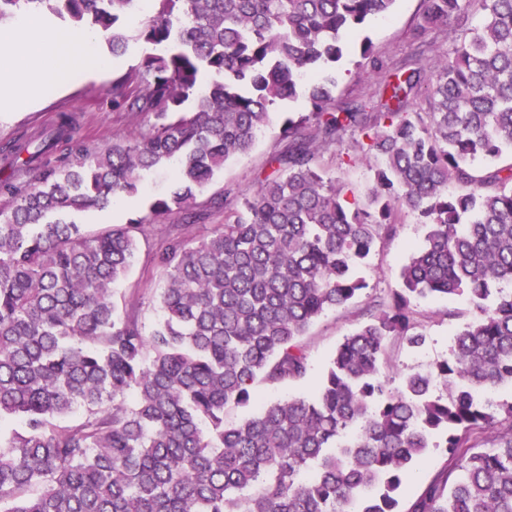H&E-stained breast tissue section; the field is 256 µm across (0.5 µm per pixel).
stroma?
<instances>
[{
	"instance_id": "1",
	"label": "stroma",
	"mask_w": 512,
	"mask_h": 512,
	"mask_svg": "<svg viewBox=\"0 0 512 512\" xmlns=\"http://www.w3.org/2000/svg\"><path fill=\"white\" fill-rule=\"evenodd\" d=\"M425 4L423 0H396L392 10L385 16L372 19L364 33L373 42L380 57L390 66L400 65L408 59L425 60L447 54L451 43L446 34L428 30L419 31ZM123 32L130 42L125 54L114 57L112 72L92 74L72 81L64 92L46 90L43 103L25 112L0 115V148L15 138L24 136L38 127L53 122L58 113H74L79 123V136L90 146L111 143L112 139L130 138L149 130L153 116L117 112L112 108V80L114 74L127 71L137 64L142 48L135 42V23L123 25ZM359 54L346 56L336 69L327 70L326 75L335 79L334 94L337 100L345 101L374 94L384 72H368L359 75L357 65ZM294 103L282 104L274 110L270 125L258 136L252 150L228 160L223 170L215 177L205 194L199 196V204H206L210 197L233 190L248 193L256 189L258 182L268 173L271 156L281 151L285 142L281 138V125L285 112L297 111ZM352 139H344L340 146L325 150L321 164L345 187L348 202L361 206L366 202L367 192L372 183L369 167L362 163L345 164L347 154L353 153ZM172 169L152 170L145 173L142 191L134 206H126L123 200L113 202L111 210L78 214L77 222L97 228L108 224H124L143 214L150 198L169 193L174 187ZM424 230L409 216L402 217L397 234L383 240L372 255L369 268L364 275L369 286L364 295L347 307L326 312L302 338V345L308 356L309 372L305 379L279 385L261 383L258 393L264 401L273 402L292 396L312 395L328 358L351 333L361 320L370 296L382 294L395 288L397 273L412 247L423 239ZM162 285V273L153 261V255L141 251L134 267L126 279L117 286L118 296L130 304L129 311L146 326L152 325L158 313L153 299ZM418 308L428 320L425 324L427 340L419 349H411L398 343H389L387 353L391 365L399 370H422L435 361L446 359L453 346L454 335L461 325L460 320L443 317L446 309L467 312L465 300L451 302L420 301ZM446 463L442 449H428L418 465L409 471L401 489L403 503H410L437 477Z\"/></svg>"
}]
</instances>
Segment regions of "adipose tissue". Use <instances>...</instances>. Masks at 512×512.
<instances>
[{
    "label": "adipose tissue",
    "instance_id": "1",
    "mask_svg": "<svg viewBox=\"0 0 512 512\" xmlns=\"http://www.w3.org/2000/svg\"><path fill=\"white\" fill-rule=\"evenodd\" d=\"M0 42L11 45L12 56L0 60V112H20L36 96L57 85L59 72L72 68L111 69V59L98 54L88 34L60 32L45 16L25 12L0 28Z\"/></svg>",
    "mask_w": 512,
    "mask_h": 512
}]
</instances>
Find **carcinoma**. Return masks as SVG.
<instances>
[{
	"mask_svg": "<svg viewBox=\"0 0 512 512\" xmlns=\"http://www.w3.org/2000/svg\"><path fill=\"white\" fill-rule=\"evenodd\" d=\"M137 66L112 81L117 112L152 115L148 132L87 147L73 116L6 150L32 173H0V512H512V0H425L421 31L451 54L395 67L376 104L336 105L307 74L352 50L395 0H150ZM137 0H0V22L29 8L88 27L121 55ZM426 111L409 110L419 93ZM286 148L250 195L209 208L203 238L164 239V285L148 329L116 300L148 231L174 211L193 223L197 195L248 153L279 103ZM194 102V110L183 105ZM309 132H304V129ZM355 137L369 163L352 208L321 151ZM485 160L478 172L474 163ZM174 165L173 191L125 224L71 216L141 192ZM426 229L365 320L336 348L311 397L266 403L258 382L306 377L301 337L354 301L377 245L401 215ZM463 297L469 318L450 356L398 379L385 341L426 342L416 300ZM254 406L235 423L226 409ZM441 439L445 475L400 506L407 471Z\"/></svg>",
	"mask_w": 512,
	"mask_h": 512,
	"instance_id": "1",
	"label": "carcinoma"
}]
</instances>
